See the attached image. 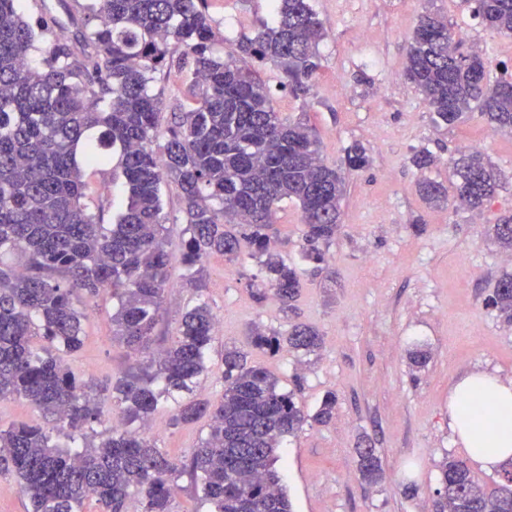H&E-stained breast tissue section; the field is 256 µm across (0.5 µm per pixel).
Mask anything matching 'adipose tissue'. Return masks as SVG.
<instances>
[{
	"instance_id": "adipose-tissue-1",
	"label": "adipose tissue",
	"mask_w": 512,
	"mask_h": 512,
	"mask_svg": "<svg viewBox=\"0 0 512 512\" xmlns=\"http://www.w3.org/2000/svg\"><path fill=\"white\" fill-rule=\"evenodd\" d=\"M476 393L494 413L492 425L483 436L484 444L478 448L473 445L472 426L461 409L462 401ZM448 423L476 465L487 472L500 470L512 461V379L480 368L466 372L448 396Z\"/></svg>"
}]
</instances>
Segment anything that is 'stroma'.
Returning <instances> with one entry per match:
<instances>
[{"mask_svg": "<svg viewBox=\"0 0 512 512\" xmlns=\"http://www.w3.org/2000/svg\"><path fill=\"white\" fill-rule=\"evenodd\" d=\"M326 36L321 65L304 98L284 88L272 64L257 65L273 107L284 117L304 119L320 142L325 163L340 164L345 150L364 147L368 165L347 174L342 227L322 270L306 265L294 309L282 314L273 295H260V265L243 246L235 262L212 256L207 287L196 291L184 276L180 189L162 186L163 212L171 223L170 283L165 294V329L175 335L180 318L205 299L222 325L210 352L209 372L198 394L219 399L224 392L225 348L250 352L285 389L296 392L305 412L335 392L333 420L307 424L279 448L277 468L293 512H435L438 463L445 454L465 457L448 428V395L462 373L481 365L512 378V324L484 303L500 276L512 272L504 252L488 236L490 224L512 216V131L492 128L480 116L449 127L433 114L404 77L408 44L424 9L465 28V49L493 63L512 66V39L475 18L466 0H312ZM216 53L235 49L270 18V0H210ZM370 32L377 60L361 58L359 36ZM484 139L482 152L505 179L491 205L475 213L426 205L423 180L451 186L452 161L470 140ZM428 151L435 164L417 168L412 158ZM275 250L298 260L305 226L299 208L277 213ZM84 344L61 353L79 377L111 380L130 363L126 348L112 339V300L78 303ZM315 326L324 337L319 356L287 350L269 354L253 348L252 326L285 330L288 321ZM423 350L424 366L410 354ZM169 409L152 418L149 434L175 459H187L205 423L173 427ZM369 437L378 451L383 478L365 483L355 448Z\"/></svg>", "mask_w": 512, "mask_h": 512, "instance_id": "stroma-1", "label": "stroma"}]
</instances>
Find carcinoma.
Masks as SVG:
<instances>
[{"label": "carcinoma", "mask_w": 512, "mask_h": 512, "mask_svg": "<svg viewBox=\"0 0 512 512\" xmlns=\"http://www.w3.org/2000/svg\"><path fill=\"white\" fill-rule=\"evenodd\" d=\"M473 14L499 35L512 37V0H473ZM208 0H72L73 42L54 38L42 20L33 27L17 0H0V400H27L44 424L0 429V468L16 475L30 512H173L179 480L189 475L207 512H293L276 469L277 451L307 420L328 424L336 393L327 392L312 416L294 392L247 354L224 350V393L199 398L195 388L209 369L216 318L202 301L181 318L170 343L154 347L169 287L170 228L162 213L161 184L179 185L187 221L181 261L197 289L206 263L232 260L241 241L253 248L265 285L283 313L293 309L304 270L270 251L269 231L282 203L298 205L306 231L304 261L326 263L325 248L340 229L346 178L320 157L319 140L302 120L276 112L254 60L271 63L296 97L311 90L325 31L311 0H271V20L225 57L213 53L215 31ZM182 53L172 58L169 45ZM448 21L431 11L419 18L405 78L448 126L477 113L493 127L512 129V73L497 78L479 54L464 53ZM40 52L41 62L30 58ZM193 68V106L171 113L162 153L153 148L161 93L153 90L164 67ZM346 168H364L353 146ZM112 166L127 190L125 210L105 223L85 203L84 173ZM453 197L440 182L420 184L421 198L481 212L500 177L479 151L453 162ZM499 245L512 252V218L492 225ZM112 297V335L139 361L101 386L78 378L56 353L83 343L74 301ZM512 323V273L485 302ZM255 348H283L303 356L323 347L319 331L292 322L284 333L251 331ZM108 392L123 423L92 439L76 436L108 422L96 394ZM173 401L170 425L210 419L189 459L177 461L142 427ZM70 430L69 445L56 435ZM358 471L374 483L377 450L356 449ZM436 512H512V484H480L466 462L448 453L438 464Z\"/></svg>", "instance_id": "obj_1"}]
</instances>
